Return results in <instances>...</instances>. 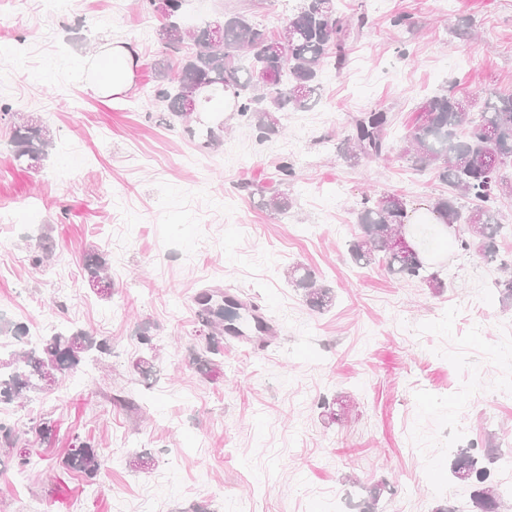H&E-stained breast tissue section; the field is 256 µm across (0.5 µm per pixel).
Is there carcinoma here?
I'll return each instance as SVG.
<instances>
[{
	"label": "carcinoma",
	"mask_w": 512,
	"mask_h": 512,
	"mask_svg": "<svg viewBox=\"0 0 512 512\" xmlns=\"http://www.w3.org/2000/svg\"><path fill=\"white\" fill-rule=\"evenodd\" d=\"M140 9L159 16L163 23L158 40L178 51L190 40L196 51L181 62L178 76L163 78L155 96L166 103L170 114L182 121L192 114L189 102H197L199 91L213 87L232 91L236 112L263 134L278 130L280 112L308 109L319 90V76L329 62L340 69L346 63L347 46L366 25L363 13L340 14L336 0H302V5L275 36L254 24L245 15L223 21L221 41L212 42L213 23L187 28L180 23L184 0H139ZM290 47L288 59L267 54L275 40ZM392 116L380 110L361 112L351 122L343 139L344 154L350 159H381L390 151L387 138ZM15 159L36 160L50 145L49 128L31 120L10 125ZM405 155L419 170H432L448 184V196L433 202L445 225L454 228L459 250L472 249L495 257L498 242L512 230L498 222L497 205L512 195V183L505 181L502 168L512 162V93L487 88L478 96L458 97L441 94L421 106V120L404 136ZM263 206L283 213L289 207L288 195L274 191ZM407 202L397 194L376 197L364 195L357 213L359 235L350 252L362 265L381 264L395 275L417 279L431 286L441 284L439 271L431 269L420 256L427 234L417 232L411 249L393 247V238L406 236ZM53 254L50 237L42 239L31 261L38 268L49 267ZM88 283L103 295L112 294V278L105 260L90 254L84 260ZM502 276L496 281L502 302L512 305V263L501 262ZM292 282L304 290L307 302L322 309L332 303L330 289L317 284L308 270L290 271ZM200 318L209 329L206 351H215L216 340L224 334V304L207 295L199 299ZM93 350L106 345L82 329H59L37 345H26L5 362L0 361V403L31 400L33 393H50L58 376L73 374L89 359ZM64 465L67 470L93 478L102 467L96 446L82 442L70 449ZM456 478L468 482L479 512H499L505 500L492 471L481 466L469 451L458 454L453 464Z\"/></svg>",
	"instance_id": "1"
}]
</instances>
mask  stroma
<instances>
[{
    "mask_svg": "<svg viewBox=\"0 0 512 512\" xmlns=\"http://www.w3.org/2000/svg\"><path fill=\"white\" fill-rule=\"evenodd\" d=\"M367 25L343 69L325 67L319 103L284 112L263 137L238 114L193 113L170 121L141 94L155 71L177 73L182 54L142 24L136 0H0V104L43 121L53 146L36 167L17 162L0 121V323L30 326L46 315L60 327L106 340L102 365L60 377L54 393L25 405L0 403V423L25 431L32 460L19 469L0 451V512H447L470 491L451 471L464 449L512 453V307L495 280L512 260V237L496 260L458 253L437 237L443 287L357 265L350 246L364 194L405 195L410 207L447 196L433 171L413 168L402 138L429 97L512 92V0H346ZM301 0H203L206 19L236 13L275 33ZM406 25H395L396 16ZM469 24L475 36L458 38ZM135 44L136 85L101 97L85 68L105 42ZM393 118V148L381 160L346 159L352 118ZM220 143L208 145L207 128ZM292 164L288 184L276 166ZM287 193L275 213L263 195ZM54 241L52 273L33 267L40 235ZM112 269V294L91 290L86 253ZM314 273L335 299L311 307L288 278ZM232 288L270 305L280 335L253 351L220 341L210 364L200 290ZM155 348L156 370L133 361ZM343 402L342 421L325 404ZM56 430L43 442L33 421ZM99 445L93 480L64 470L76 441ZM144 456L149 466L132 470Z\"/></svg>",
    "mask_w": 512,
    "mask_h": 512,
    "instance_id": "1",
    "label": "stroma"
}]
</instances>
